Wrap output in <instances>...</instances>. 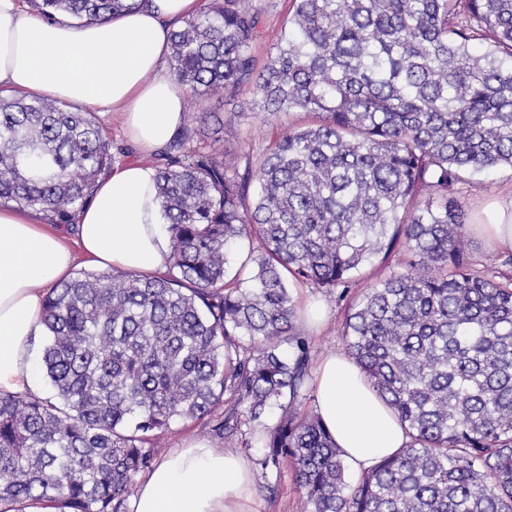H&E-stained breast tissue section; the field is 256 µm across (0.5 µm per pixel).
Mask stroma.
<instances>
[{
    "label": "stroma",
    "mask_w": 512,
    "mask_h": 512,
    "mask_svg": "<svg viewBox=\"0 0 512 512\" xmlns=\"http://www.w3.org/2000/svg\"><path fill=\"white\" fill-rule=\"evenodd\" d=\"M263 14V35L255 43L253 54L258 64H265L273 51V45L284 26L291 9L290 0H253ZM258 107L250 86H243L237 97L224 99L218 96L206 100L200 107L185 111L186 122L204 121L206 129L220 130L224 140V160L231 166H244L246 157H259L269 147L275 126L306 121L301 112L277 117L275 124H267L257 113ZM100 127L112 141L114 161L118 164L138 162L148 167L161 165L159 154L141 153L123 129L119 119L98 116ZM512 189V170L500 168L481 182L464 185L462 199L468 214L466 250L477 263L499 256L500 250L493 246L479 231L482 224L492 217L491 205ZM290 295L300 318L298 324L313 344L312 358L336 352H344L340 336L341 325L346 315L345 303L336 296L326 294L301 282H291ZM315 304L323 313L319 323H312L305 312L308 304ZM203 440L212 447L241 454L247 460H254L257 448L246 447L242 438L232 436L218 438L190 420H175L168 433L161 437L157 455H165L173 448ZM256 497L261 502V512H302L305 492L295 481L291 465H282L280 470L267 473L256 472Z\"/></svg>",
    "instance_id": "stroma-1"
}]
</instances>
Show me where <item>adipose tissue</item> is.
I'll return each instance as SVG.
<instances>
[{"label":"adipose tissue","mask_w":512,"mask_h":512,"mask_svg":"<svg viewBox=\"0 0 512 512\" xmlns=\"http://www.w3.org/2000/svg\"><path fill=\"white\" fill-rule=\"evenodd\" d=\"M200 0H150L147 7L77 27L0 0V92H20L116 113L139 150L163 148L184 123V93L165 68L175 22ZM40 211L0 209V393L38 394L34 343L48 289L85 264L162 275L171 239L163 229L155 172L113 167L75 220V247L42 228ZM315 407L346 466L361 474L404 448L393 411L341 353L323 357ZM255 479L242 456L195 442L165 455L138 477L129 512H257Z\"/></svg>","instance_id":"ef3b65f1"}]
</instances>
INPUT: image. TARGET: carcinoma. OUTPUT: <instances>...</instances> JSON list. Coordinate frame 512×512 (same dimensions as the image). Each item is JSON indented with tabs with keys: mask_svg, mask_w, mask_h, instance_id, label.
Segmentation results:
<instances>
[{
	"mask_svg": "<svg viewBox=\"0 0 512 512\" xmlns=\"http://www.w3.org/2000/svg\"><path fill=\"white\" fill-rule=\"evenodd\" d=\"M30 2L82 24L149 0ZM291 5L261 68L251 0H205L171 33L188 106L247 83L265 119L315 120L278 132L242 173L221 138L200 151V127L177 132L156 170L169 271L82 272L50 289L54 396L0 395L1 502L127 512L174 420L223 439L277 406L255 464L291 463L305 512H512V257L475 267L457 200L472 176L512 168V0ZM111 167L93 113L0 95V204L73 224ZM245 236L258 242L250 276L227 281ZM401 253L402 270L351 299L341 335L409 441L352 487L332 435L301 413L312 345L288 279L346 299L363 268Z\"/></svg>",
	"mask_w": 512,
	"mask_h": 512,
	"instance_id": "cac0c4a2",
	"label": "carcinoma"
}]
</instances>
